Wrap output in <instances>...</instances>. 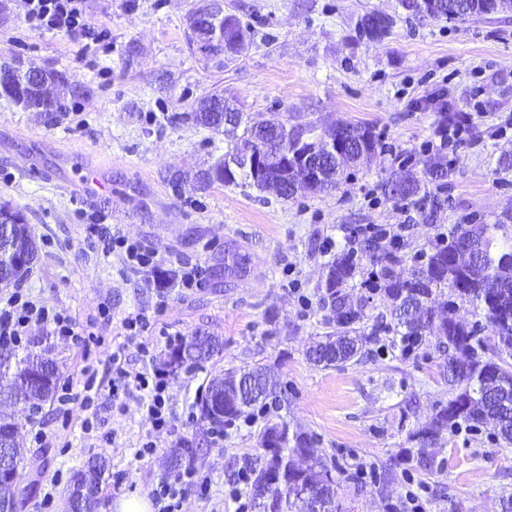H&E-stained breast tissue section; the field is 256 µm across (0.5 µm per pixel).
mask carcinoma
I'll return each mask as SVG.
<instances>
[{
    "instance_id": "obj_1",
    "label": "carcinoma",
    "mask_w": 512,
    "mask_h": 512,
    "mask_svg": "<svg viewBox=\"0 0 512 512\" xmlns=\"http://www.w3.org/2000/svg\"><path fill=\"white\" fill-rule=\"evenodd\" d=\"M399 4L412 15L448 21L512 13V0H399ZM203 10L201 6L192 12L195 21L188 26L186 41L191 52L222 68L234 62L247 46L249 27L237 15L224 14L222 28L230 51H219L212 42V25L201 15ZM395 23L389 14L370 11L360 17L357 29L362 38L381 40L392 34ZM77 94L79 90L69 86L54 69L40 70L33 78L31 71L19 66L0 67V96L23 109L48 115L67 112ZM191 118L197 125L224 136V155L198 172L191 186L194 191L206 192L216 185L253 187L290 198L300 182L302 167L284 161L282 146L300 144L302 151L318 158L330 132L339 143L336 158L323 160L322 176L304 185L310 193H321L336 188L344 170L371 162L380 147L378 136L367 125L347 124L336 131L332 124L325 123L297 131L288 124V114L280 112L265 124L250 125L244 121V112L230 106L220 91L201 99L192 109ZM446 177L448 163L439 156L430 157L423 161L421 170L403 168L398 176L385 180L384 195L395 202L419 198L422 220L432 223L441 201L428 186L434 184L439 189ZM0 215L11 219L9 224L0 223V285L17 286L29 271L37 246L21 209L4 201L0 203ZM462 240L481 246L476 258L459 260L457 246ZM375 250L376 261L382 265L379 290L391 302L396 335L402 337L407 348L421 345L427 336L437 337L439 347L448 353L446 378L454 390L447 404L412 433L420 447L414 454L407 453V461L432 469L433 457L427 449L442 431L453 432L463 425L477 428L491 422L498 439L512 445V247H497L487 224H458L448 241L435 246L406 277L394 272L402 263L396 251L380 244ZM356 268L353 251L336 256L327 265L320 290L340 314L338 328L308 350V359L317 367H334L362 351V339L352 328L362 312L343 309L341 293V288L354 278ZM442 288L469 303L476 317L474 323L455 317V302L451 300L441 311L435 310V295ZM221 350L213 337L196 334L171 349L168 363L173 368L194 367ZM56 382V362L45 354L28 350L12 363L0 361V401L20 398L37 411L53 400ZM280 387L272 369L264 365L231 368L211 377L195 398L202 438L178 444L166 458L168 470L178 474L188 468L209 436L224 435V428L263 408ZM16 426V422L0 416V464L5 465L0 471L3 509L36 492L31 486L21 494L11 481V473L23 460L22 451L6 448L1 442ZM258 445L260 465L253 470L251 484L258 512H331L333 481L326 464L312 455L311 437L290 430L284 421L274 422L260 433ZM104 469V462L93 458L72 474L69 512H95Z\"/></svg>"
}]
</instances>
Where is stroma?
Here are the masks:
<instances>
[{
	"mask_svg": "<svg viewBox=\"0 0 512 512\" xmlns=\"http://www.w3.org/2000/svg\"><path fill=\"white\" fill-rule=\"evenodd\" d=\"M195 3L87 0L92 19L111 34L88 63L79 42L30 30L18 0H0V63L58 70L82 91L80 111L52 117L0 98V200L24 211L37 245L25 286L97 335L81 349L32 327V341L57 363L59 384L81 391L88 372L103 370L123 341V318L141 308L151 313L152 336L148 353H133L135 366L164 363L168 334L205 332L223 344L204 367L169 374L170 430L154 431L136 403L113 411L105 395L91 413L96 435L117 434L115 450L93 446L81 409L67 416L52 402L23 419L20 486L37 491L22 512H67L70 477L92 458L107 463L96 512H113L124 495L149 493L169 476L165 454L199 432L193 402L210 375L258 363L275 366L285 393L255 424L237 421L196 454L190 469L208 479L210 492L202 499L186 491L181 512H234L224 491L253 462L266 423L279 416L311 434L339 512H405L412 483L427 512H502L512 495V446L496 440L493 426L442 432L431 449L432 470L406 465L411 433L450 396L446 355L436 337L405 353L393 332L381 330L389 304L361 285L377 269L369 258L360 259L344 290L347 306L362 312L357 333L366 357L321 369L305 352L334 325L317 284L327 264L349 251L353 229L405 225L402 274L430 251L437 232L458 224H492L496 239L512 238V167L501 163L512 141L498 135L512 122V15L465 23L399 17L391 36L370 42L360 38L357 19L371 10L397 14V0H224L225 11L250 25L251 37L241 57L218 70L188 48ZM439 87L474 120L447 150L448 203L425 224L415 205L382 201L381 183L401 158L421 162L438 143V116L423 100ZM215 89L256 122L284 112L294 125H368L386 150L325 193L284 200L254 188L175 192L170 171L194 173L224 152L223 138L186 117ZM88 173L110 185L90 211L172 262L202 265L203 287L173 290L165 311L155 313L151 275L124 271L77 213ZM105 302L108 322L100 312ZM37 428L47 432L46 446L33 441ZM148 435L157 448L142 459L137 451Z\"/></svg>",
	"mask_w": 512,
	"mask_h": 512,
	"instance_id": "obj_1",
	"label": "stroma"
}]
</instances>
